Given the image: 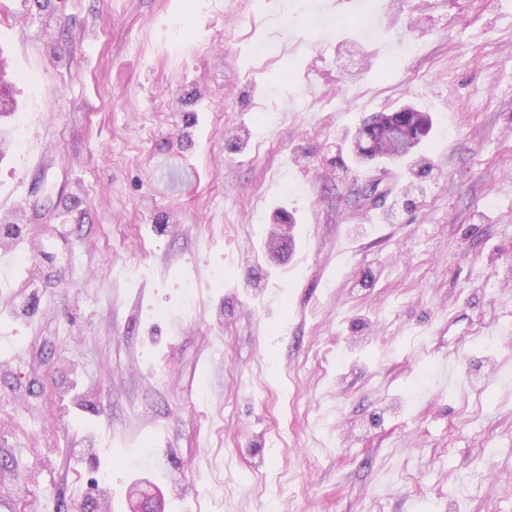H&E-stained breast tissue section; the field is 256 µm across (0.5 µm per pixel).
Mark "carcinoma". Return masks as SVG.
Instances as JSON below:
<instances>
[{
	"instance_id": "carcinoma-1",
	"label": "carcinoma",
	"mask_w": 512,
	"mask_h": 512,
	"mask_svg": "<svg viewBox=\"0 0 512 512\" xmlns=\"http://www.w3.org/2000/svg\"><path fill=\"white\" fill-rule=\"evenodd\" d=\"M428 120L418 111L379 112L368 118L354 137V153L370 161L411 155L427 134Z\"/></svg>"
}]
</instances>
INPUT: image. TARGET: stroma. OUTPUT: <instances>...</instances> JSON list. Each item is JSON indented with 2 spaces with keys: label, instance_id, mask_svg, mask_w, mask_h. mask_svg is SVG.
Returning a JSON list of instances; mask_svg holds the SVG:
<instances>
[{
  "label": "stroma",
  "instance_id": "1",
  "mask_svg": "<svg viewBox=\"0 0 512 512\" xmlns=\"http://www.w3.org/2000/svg\"><path fill=\"white\" fill-rule=\"evenodd\" d=\"M0 54V512H512V0H0ZM400 110V109H399ZM379 112L368 118L354 137L358 159L370 161L401 159L411 155L427 134L428 121L422 112ZM409 114L405 119L404 115Z\"/></svg>",
  "mask_w": 512,
  "mask_h": 512
}]
</instances>
